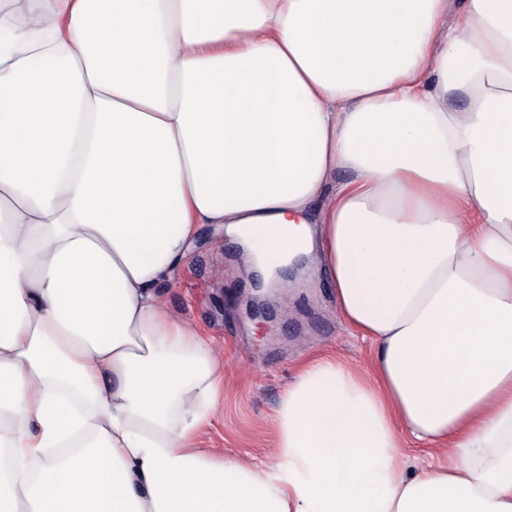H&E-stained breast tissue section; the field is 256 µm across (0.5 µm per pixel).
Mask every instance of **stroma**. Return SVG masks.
I'll return each instance as SVG.
<instances>
[{"mask_svg":"<svg viewBox=\"0 0 512 512\" xmlns=\"http://www.w3.org/2000/svg\"><path fill=\"white\" fill-rule=\"evenodd\" d=\"M320 266L319 254H311L308 274L277 284L268 327L258 330L246 306L253 276L246 247L225 226L198 225L186 257L161 286L167 305L224 360V392L197 432V447L266 460L282 394L303 360L326 352L371 369L374 348L342 323Z\"/></svg>","mask_w":512,"mask_h":512,"instance_id":"1","label":"stroma"}]
</instances>
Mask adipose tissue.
Listing matches in <instances>:
<instances>
[{
  "instance_id": "1",
  "label": "adipose tissue",
  "mask_w": 512,
  "mask_h": 512,
  "mask_svg": "<svg viewBox=\"0 0 512 512\" xmlns=\"http://www.w3.org/2000/svg\"><path fill=\"white\" fill-rule=\"evenodd\" d=\"M200 224L375 348L266 462L194 446ZM0 512H512V0H0Z\"/></svg>"
}]
</instances>
